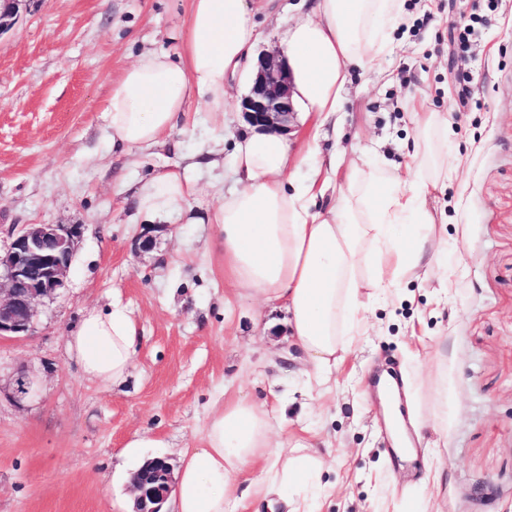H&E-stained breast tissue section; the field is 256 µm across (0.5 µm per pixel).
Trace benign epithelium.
I'll use <instances>...</instances> for the list:
<instances>
[{"label": "benign epithelium", "instance_id": "1", "mask_svg": "<svg viewBox=\"0 0 512 512\" xmlns=\"http://www.w3.org/2000/svg\"><path fill=\"white\" fill-rule=\"evenodd\" d=\"M32 0H0V36ZM246 121L260 130H287L295 118L291 78L279 53L261 58L249 93L241 103ZM82 226L28 224L0 254V339L29 336L39 307L65 288ZM134 512H161L174 485L165 457L148 460L134 475Z\"/></svg>", "mask_w": 512, "mask_h": 512}]
</instances>
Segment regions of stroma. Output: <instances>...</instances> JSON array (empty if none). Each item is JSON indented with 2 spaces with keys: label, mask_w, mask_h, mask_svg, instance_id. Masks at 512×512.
I'll list each match as a JSON object with an SVG mask.
<instances>
[{
  "label": "stroma",
  "mask_w": 512,
  "mask_h": 512,
  "mask_svg": "<svg viewBox=\"0 0 512 512\" xmlns=\"http://www.w3.org/2000/svg\"><path fill=\"white\" fill-rule=\"evenodd\" d=\"M189 5L31 0L0 35V249L26 224L83 227L66 286L40 306L32 335L0 339V512H132L126 474L157 456L179 465L227 398L266 404L275 441L313 444L319 483L297 489L310 512H512V0H401L404 19L371 69L349 74L321 143L337 180L366 160L407 178L413 113L447 117L430 200L447 251L436 279L408 274L372 299L323 391L307 382L285 312L237 295L224 276V235L209 214L236 186L222 160L248 128L239 102L226 106L220 139L195 103L193 132L129 154L107 139L111 82L143 52L178 56ZM312 7L273 0L255 15V57ZM455 21L475 26L467 52L448 49ZM459 72L474 78L460 113ZM174 167L198 192L147 225L135 185ZM115 299L142 343L126 380L103 386L82 376L67 341L84 310ZM385 371L423 426L404 466L382 432L374 381ZM22 374L35 386L24 397ZM144 431L163 448L129 447Z\"/></svg>",
  "instance_id": "obj_1"
}]
</instances>
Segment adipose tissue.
I'll list each match as a JSON object with an SVG mask.
<instances>
[{"label":"adipose tissue","instance_id":"1","mask_svg":"<svg viewBox=\"0 0 512 512\" xmlns=\"http://www.w3.org/2000/svg\"><path fill=\"white\" fill-rule=\"evenodd\" d=\"M261 0H190L179 59L147 52L110 87L107 135L126 152L157 145L195 126L189 102L214 117L233 99L230 77L245 72L258 39L253 18ZM313 18L287 26L280 50L293 78L295 110L312 115L306 130L310 179L293 184L298 158L278 131L250 130L226 159L239 186L211 212L224 233V273L248 296L281 304L298 349L325 374L341 362L345 331H358L371 294L404 274L428 278L442 250L434 240L427 198L441 177L438 165L411 154V182L371 166H355L330 204L316 200L335 166H324L322 127L343 105L350 67L369 68L387 28L399 22V0H316ZM197 193L184 173L170 170L142 181L141 211L167 218ZM141 338L127 308L112 303L82 314L68 339L81 372L103 385L123 382ZM282 455L264 405L241 399L221 404L201 448L185 453L171 492L174 512H226L238 474L264 462L263 488L272 494L301 483L323 462L304 450Z\"/></svg>","mask_w":512,"mask_h":512}]
</instances>
